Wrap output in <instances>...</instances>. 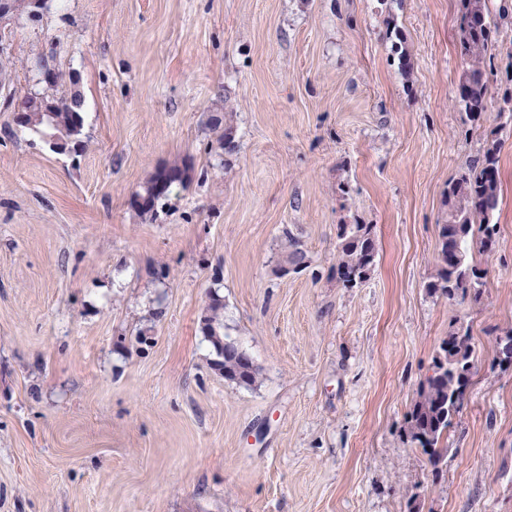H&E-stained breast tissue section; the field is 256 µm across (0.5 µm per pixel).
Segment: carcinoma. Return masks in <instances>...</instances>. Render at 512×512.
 <instances>
[{
    "label": "carcinoma",
    "mask_w": 512,
    "mask_h": 512,
    "mask_svg": "<svg viewBox=\"0 0 512 512\" xmlns=\"http://www.w3.org/2000/svg\"><path fill=\"white\" fill-rule=\"evenodd\" d=\"M459 29L457 53L461 72L457 84L456 103L467 120L478 125L486 117L488 85L486 60L497 43L498 26L491 20L486 0H458ZM19 64L11 53L0 55V90L12 92L18 81ZM502 101L512 118V61L503 74ZM74 73L54 70L53 81L46 89L29 92L21 98L15 123L37 134L45 143L56 141L52 150L80 153L83 140V97L77 89ZM224 153L237 149L236 129L223 121L220 113L209 117ZM501 142L486 140L478 158L448 184V212L439 227V249L435 280L428 289L453 301L457 298L480 299L483 270L472 261V253L492 251L496 244L498 224L494 214L500 193L499 155ZM192 167L183 161L165 165L152 172L135 196L144 199L131 205L141 211L154 210L175 185L191 180ZM284 263L293 269L308 266L306 252L299 241L284 232ZM336 277L346 288L364 282L376 266L377 249L372 226L341 224L338 230ZM224 305L219 296L211 297L203 316L204 334L212 347L223 349L224 379L240 386H254L260 375L253 359L224 336ZM499 363L512 365V329L497 339ZM475 348L469 330L462 328L444 340L434 358L433 374L417 392L406 415L405 431L410 442L427 456L433 471H442L448 457V429L462 409L470 385Z\"/></svg>",
    "instance_id": "carcinoma-1"
}]
</instances>
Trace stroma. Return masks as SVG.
<instances>
[{
    "label": "stroma",
    "instance_id": "1",
    "mask_svg": "<svg viewBox=\"0 0 512 512\" xmlns=\"http://www.w3.org/2000/svg\"><path fill=\"white\" fill-rule=\"evenodd\" d=\"M454 107L457 0H53L17 27L0 92V512H512V120ZM402 38L403 72L392 50ZM79 75L85 149L13 117L39 58ZM230 118L238 150L210 129ZM500 140L499 233L474 254L480 301L429 291L451 179ZM192 179L131 205L158 166ZM372 225L377 263L335 274L338 227ZM309 266L281 274L285 235ZM224 333L260 369L215 370ZM476 360L433 475L405 416L441 342ZM19 64L13 53L0 54V90H7L8 95L15 93V85L19 77ZM223 309L224 305L219 296L217 294L211 296V302L208 304L202 320L206 325L202 329L219 356L221 350L217 346H221L224 350L222 369L220 370H223L225 380L240 386L252 387L259 379L260 370L246 351L224 336Z\"/></svg>",
    "mask_w": 512,
    "mask_h": 512
}]
</instances>
